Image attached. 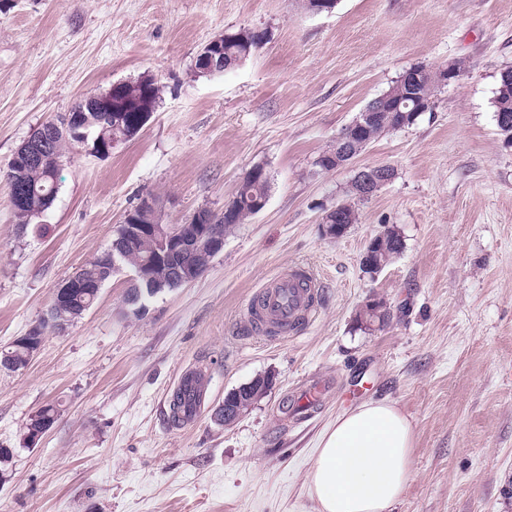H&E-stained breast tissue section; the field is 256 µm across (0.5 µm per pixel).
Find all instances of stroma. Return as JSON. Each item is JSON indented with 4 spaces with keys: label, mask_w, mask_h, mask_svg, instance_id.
I'll return each mask as SVG.
<instances>
[{
    "label": "stroma",
    "mask_w": 512,
    "mask_h": 512,
    "mask_svg": "<svg viewBox=\"0 0 512 512\" xmlns=\"http://www.w3.org/2000/svg\"><path fill=\"white\" fill-rule=\"evenodd\" d=\"M239 28L266 38L233 70L193 73L199 51ZM460 62L416 124L383 134L326 172L317 157L409 68ZM512 66V0H14L0 10V348L39 325L58 286L110 248L142 198L160 221L221 211L263 166L266 208L224 237L196 281L127 313V271L65 332L46 330L16 371L0 369V512H317L306 475L344 411L394 403L414 432L411 480L394 512H512V142L494 112ZM154 76L163 87L142 131L97 159L73 151L52 207L17 233L4 177L15 149L83 94ZM396 176L358 206L341 238L325 209L357 167ZM404 251L380 272L360 260L385 228ZM324 282L301 333H252L241 309L296 265ZM386 326L356 321L370 297ZM204 374L191 422L170 425L185 374ZM274 384L242 419L215 420L225 394ZM312 377L332 388L300 423L280 411ZM58 416L36 444L25 425Z\"/></svg>",
    "instance_id": "1"
}]
</instances>
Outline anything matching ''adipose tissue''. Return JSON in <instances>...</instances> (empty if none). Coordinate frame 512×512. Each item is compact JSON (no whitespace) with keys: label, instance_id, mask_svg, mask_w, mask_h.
<instances>
[{"label":"adipose tissue","instance_id":"obj_1","mask_svg":"<svg viewBox=\"0 0 512 512\" xmlns=\"http://www.w3.org/2000/svg\"><path fill=\"white\" fill-rule=\"evenodd\" d=\"M414 433L393 404L368 402L337 416L311 460L318 512H393L411 479Z\"/></svg>","mask_w":512,"mask_h":512}]
</instances>
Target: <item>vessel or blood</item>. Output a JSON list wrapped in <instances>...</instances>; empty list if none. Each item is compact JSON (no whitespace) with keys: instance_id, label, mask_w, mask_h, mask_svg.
Returning <instances> with one entry per match:
<instances>
[{"instance_id":"1","label":"vessel or blood","mask_w":512,"mask_h":512,"mask_svg":"<svg viewBox=\"0 0 512 512\" xmlns=\"http://www.w3.org/2000/svg\"><path fill=\"white\" fill-rule=\"evenodd\" d=\"M322 281L316 272L299 266L264 283L249 298L244 311L258 325L259 333L273 332L288 337L307 327L316 314ZM322 389L309 386L291 403L297 420L312 418L321 405Z\"/></svg>"}]
</instances>
